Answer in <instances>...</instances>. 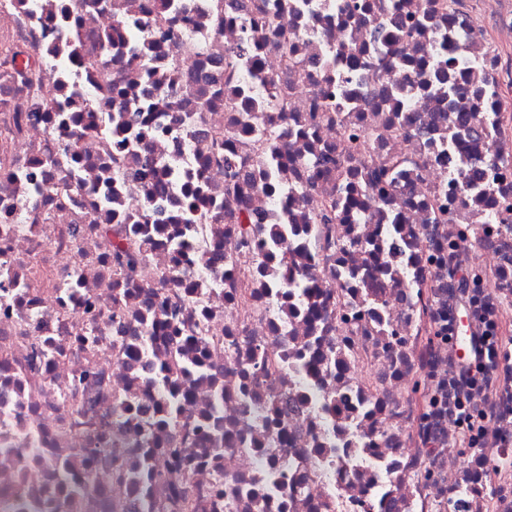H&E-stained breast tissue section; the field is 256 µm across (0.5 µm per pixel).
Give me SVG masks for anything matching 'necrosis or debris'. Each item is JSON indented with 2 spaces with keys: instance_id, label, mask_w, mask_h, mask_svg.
<instances>
[{
  "instance_id": "4bbe7bcc",
  "label": "necrosis or debris",
  "mask_w": 512,
  "mask_h": 512,
  "mask_svg": "<svg viewBox=\"0 0 512 512\" xmlns=\"http://www.w3.org/2000/svg\"><path fill=\"white\" fill-rule=\"evenodd\" d=\"M181 2L166 40L165 0H0V512H512V0H391L400 30L363 0ZM246 40L256 103L233 109L224 61ZM19 51L41 63L33 103ZM443 59L458 95L434 82ZM187 68L207 83L182 89ZM116 102L150 103L153 136L114 150ZM283 111L284 193L248 202L288 218L267 265L199 145L220 132L253 158ZM327 149L352 203L317 224L332 183L306 162ZM143 153L168 196L120 181ZM389 158L403 177L370 188L365 163ZM193 181L223 220L172 221ZM146 210L157 229L115 274V231ZM170 402L149 430L142 407Z\"/></svg>"
}]
</instances>
